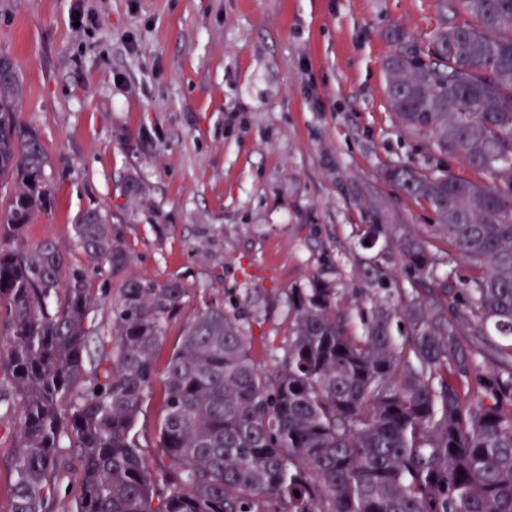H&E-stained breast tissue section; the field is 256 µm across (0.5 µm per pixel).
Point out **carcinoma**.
<instances>
[{
  "mask_svg": "<svg viewBox=\"0 0 512 512\" xmlns=\"http://www.w3.org/2000/svg\"><path fill=\"white\" fill-rule=\"evenodd\" d=\"M19 91L0 54V428L15 448L0 512H512V0H446L427 45L401 41L386 62L398 127L481 176L385 172L431 208L468 274L436 276L428 244L403 233L411 288L368 265L355 290L396 305L363 310L312 276L288 293L271 373L238 306L202 299L163 370L151 462L135 427L188 288L148 276L110 293L131 253L96 209L74 234L97 288L54 242L17 246L52 197V158L19 118ZM387 221L373 212L368 245ZM491 328L502 342L466 348L462 336Z\"/></svg>",
  "mask_w": 512,
  "mask_h": 512,
  "instance_id": "1",
  "label": "carcinoma"
}]
</instances>
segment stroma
<instances>
[{
    "mask_svg": "<svg viewBox=\"0 0 512 512\" xmlns=\"http://www.w3.org/2000/svg\"><path fill=\"white\" fill-rule=\"evenodd\" d=\"M443 14L444 0H0L21 119L53 156L51 206L22 241L89 268L73 224L101 210L127 276L190 290L162 355L208 293L257 317L253 358L273 370L288 291L311 275L350 290L369 260L408 287L392 244L360 247L374 209L436 243L431 210L387 168L472 175L399 130L386 100L396 37L424 44Z\"/></svg>",
    "mask_w": 512,
    "mask_h": 512,
    "instance_id": "1",
    "label": "stroma"
}]
</instances>
